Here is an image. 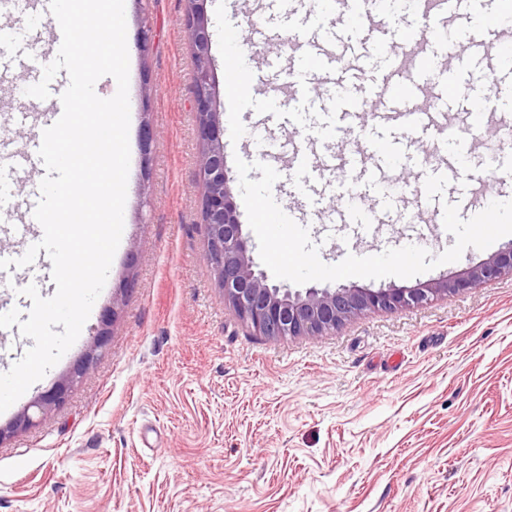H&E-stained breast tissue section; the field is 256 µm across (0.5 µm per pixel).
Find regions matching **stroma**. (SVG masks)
<instances>
[{"label": "stroma", "instance_id": "35a3bbf8", "mask_svg": "<svg viewBox=\"0 0 512 512\" xmlns=\"http://www.w3.org/2000/svg\"><path fill=\"white\" fill-rule=\"evenodd\" d=\"M185 0H125L129 53L130 167L124 229L106 284L75 344L8 410L9 423L39 392L66 375L90 346L100 311L133 279L112 327L111 351L38 425L0 442V512H512V277L435 299L423 307L365 313L327 336L271 341L235 316L203 256V186L190 90L196 61L183 28ZM259 0H210L211 66L228 78L224 30L248 32ZM410 12L395 9L353 31L366 55L335 67L322 83H359L358 101L379 105L383 88L358 81L379 51L407 49ZM280 66L306 54L317 18L272 13ZM147 52H140L141 37ZM424 91L448 90L444 120L463 129L473 177L450 178L422 209L405 194L391 221L363 235L352 224L309 227L320 259L336 264L348 246L371 255L416 245L438 256L455 238L443 202L477 201L489 172L512 167L496 147L498 113L481 131L466 113L486 85L467 62L443 61ZM25 75L0 73V123L28 112L40 122L48 102L20 97ZM256 103L278 101L283 118L270 140L321 154L313 132L289 112H335L279 81L244 87ZM153 128L150 161L139 147ZM406 140L410 181L437 164L432 142L393 114L350 138ZM461 258L411 278L342 279L347 288L412 287L451 277L486 259Z\"/></svg>", "mask_w": 512, "mask_h": 512}]
</instances>
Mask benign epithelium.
<instances>
[{
  "instance_id": "1",
  "label": "benign epithelium",
  "mask_w": 512,
  "mask_h": 512,
  "mask_svg": "<svg viewBox=\"0 0 512 512\" xmlns=\"http://www.w3.org/2000/svg\"><path fill=\"white\" fill-rule=\"evenodd\" d=\"M208 2L186 0L184 18V29L196 60L192 102L201 146L198 176L204 187V257L224 301L244 326L271 340L323 336L366 312L420 306L435 297L465 292L512 276L511 244L493 251L456 276L432 279L412 288H308L301 292L268 284L264 274L254 269L226 167L224 128L217 109L210 58ZM116 317L115 307L105 308L95 328L93 346L74 361L65 379L40 393L7 426H0V442L33 427L37 415L65 401L69 390L110 351L111 327Z\"/></svg>"
}]
</instances>
